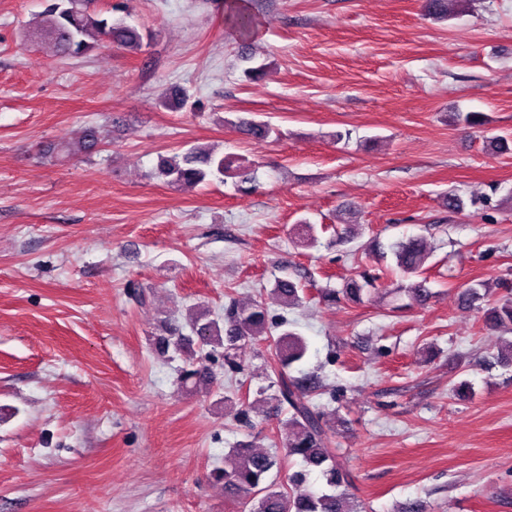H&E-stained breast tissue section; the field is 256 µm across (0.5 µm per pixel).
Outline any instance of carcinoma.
<instances>
[{
  "label": "carcinoma",
  "mask_w": 512,
  "mask_h": 512,
  "mask_svg": "<svg viewBox=\"0 0 512 512\" xmlns=\"http://www.w3.org/2000/svg\"><path fill=\"white\" fill-rule=\"evenodd\" d=\"M452 0H424V10L430 17H448ZM94 0H43L44 9L37 16L33 33L47 43L55 54L68 59L86 57L94 49L107 45L127 51H139L143 46L141 32L125 23L121 17H112V10L97 11ZM226 22L246 41L251 33L252 19L238 5L227 0ZM246 134L267 138L273 128L265 122L248 119L239 121ZM103 132L95 125L86 126L78 141V151L90 152L102 140ZM158 175L176 186L195 187L213 180L224 181V176L239 179L238 190L250 194L257 189L255 170L238 163L231 155L219 156L209 148L194 145L187 151L175 153L161 161ZM396 268L404 275L420 276L430 251L423 236H412L388 244ZM382 275L365 274L362 280H352L340 290L329 291L325 299L334 303L347 299L360 304L376 290ZM302 285L287 276L274 281L273 292L286 307L302 302ZM405 293L410 304H421L430 298L425 281H415L397 288ZM493 292L491 284L481 282L462 294L465 305L482 312L485 326L493 331L512 330V296H504L498 303L483 305ZM190 334L177 324H169L168 335L158 338L162 354L171 351L185 357L189 367L182 370L180 383L194 387L210 385L215 377L205 364V357L219 354L224 366L231 372L243 369L239 358L242 344L259 340L270 342L276 376L277 400L288 405V432L285 437L286 455L300 460L302 470L288 476V485H279L271 473L281 467L276 453L261 451L253 443L240 442L230 450L224 468L211 473L214 484L224 489V495L236 498L246 512H356L347 507L350 497L341 490L345 482L342 464L327 436L328 414L313 403V393L319 387L318 377L300 373L290 374L292 367L304 360L307 341L286 329V322L276 323L269 317L263 303H240L231 300L224 307L223 323L198 311L190 319ZM317 472L325 480L326 490L305 489L307 476Z\"/></svg>",
  "instance_id": "carcinoma-1"
}]
</instances>
